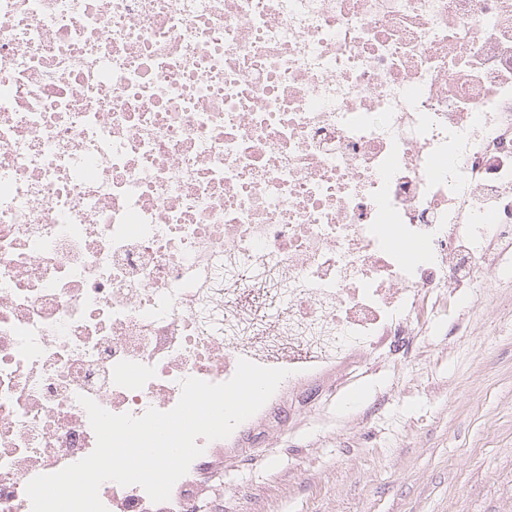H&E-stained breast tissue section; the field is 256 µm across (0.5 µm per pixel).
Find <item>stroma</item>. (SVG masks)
<instances>
[{"instance_id":"stroma-1","label":"stroma","mask_w":512,"mask_h":512,"mask_svg":"<svg viewBox=\"0 0 512 512\" xmlns=\"http://www.w3.org/2000/svg\"><path fill=\"white\" fill-rule=\"evenodd\" d=\"M408 367H362L271 463L227 469L248 512H512V283Z\"/></svg>"}]
</instances>
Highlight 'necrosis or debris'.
I'll return each instance as SVG.
<instances>
[{
  "instance_id": "necrosis-or-debris-1",
  "label": "necrosis or debris",
  "mask_w": 512,
  "mask_h": 512,
  "mask_svg": "<svg viewBox=\"0 0 512 512\" xmlns=\"http://www.w3.org/2000/svg\"><path fill=\"white\" fill-rule=\"evenodd\" d=\"M507 255L512 0H0V512L94 450L79 396L168 411L245 358L289 374L169 500L99 489L241 512L225 462Z\"/></svg>"
}]
</instances>
